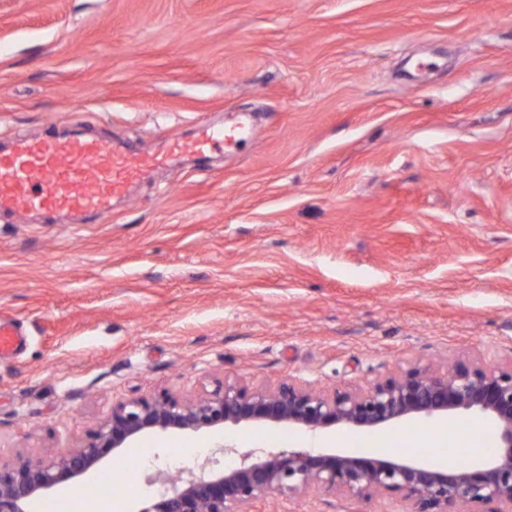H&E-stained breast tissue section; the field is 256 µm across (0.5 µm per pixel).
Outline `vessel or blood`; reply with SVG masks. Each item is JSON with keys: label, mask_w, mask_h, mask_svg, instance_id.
Here are the masks:
<instances>
[{"label": "vessel or blood", "mask_w": 512, "mask_h": 512, "mask_svg": "<svg viewBox=\"0 0 512 512\" xmlns=\"http://www.w3.org/2000/svg\"><path fill=\"white\" fill-rule=\"evenodd\" d=\"M244 134L240 127L205 126L194 137L173 140L151 154L73 135L19 136L0 153V213L105 218L115 199L173 157L229 149Z\"/></svg>", "instance_id": "obj_1"}]
</instances>
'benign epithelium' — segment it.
Listing matches in <instances>:
<instances>
[{
    "label": "benign epithelium",
    "mask_w": 512,
    "mask_h": 512,
    "mask_svg": "<svg viewBox=\"0 0 512 512\" xmlns=\"http://www.w3.org/2000/svg\"><path fill=\"white\" fill-rule=\"evenodd\" d=\"M463 412L494 427L497 452L480 465L309 448L241 453L224 445L223 453L239 457L236 466L198 474L183 469L175 477L159 469L150 482L169 488L137 512H253L271 497L293 503L321 494L339 495L357 504L358 512L384 497L398 499L402 512H456L459 505L467 512H512V361L413 366L343 390H317L288 378L272 387L226 382L195 400L169 394L122 399L87 445L36 464L0 462V512H28L31 500L79 484L109 454L153 432L253 425L372 431Z\"/></svg>",
    "instance_id": "benign-epithelium-1"
}]
</instances>
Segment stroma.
<instances>
[{
    "label": "stroma",
    "mask_w": 512,
    "mask_h": 512,
    "mask_svg": "<svg viewBox=\"0 0 512 512\" xmlns=\"http://www.w3.org/2000/svg\"><path fill=\"white\" fill-rule=\"evenodd\" d=\"M107 218L0 214V460L86 445L122 398L343 389L512 360V0H0V145L146 151L232 126ZM310 431L160 432L170 472ZM187 444L206 451L181 456ZM118 499L163 491L132 453Z\"/></svg>",
    "instance_id": "1"
}]
</instances>
